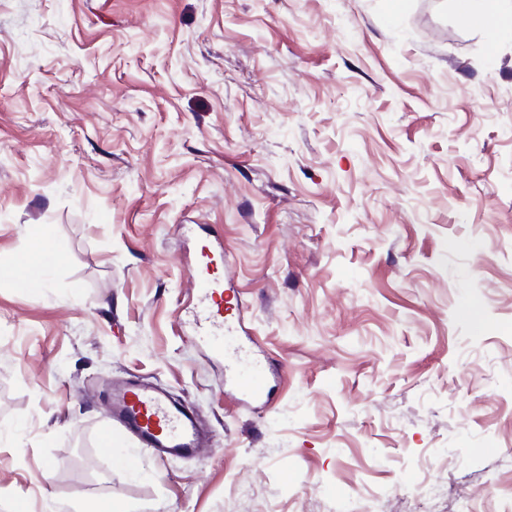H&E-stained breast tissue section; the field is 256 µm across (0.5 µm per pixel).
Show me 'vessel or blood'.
I'll return each instance as SVG.
<instances>
[{
    "label": "vessel or blood",
    "instance_id": "1",
    "mask_svg": "<svg viewBox=\"0 0 512 512\" xmlns=\"http://www.w3.org/2000/svg\"><path fill=\"white\" fill-rule=\"evenodd\" d=\"M223 264V255L211 247L202 249L196 258L191 276L202 304L195 319L196 332L213 342L216 353L233 358L240 390L258 399L265 394L263 371L247 351L233 343L235 315L225 305L224 279L217 274ZM108 416L111 424L101 432V441L107 446L129 438L159 458L192 457L202 446L194 414L167 392L146 384L126 381L114 385Z\"/></svg>",
    "mask_w": 512,
    "mask_h": 512
}]
</instances>
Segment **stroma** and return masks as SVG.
<instances>
[{
	"instance_id": "1",
	"label": "stroma",
	"mask_w": 512,
	"mask_h": 512,
	"mask_svg": "<svg viewBox=\"0 0 512 512\" xmlns=\"http://www.w3.org/2000/svg\"><path fill=\"white\" fill-rule=\"evenodd\" d=\"M35 225L67 256L25 290ZM206 240L264 401L193 332ZM125 378L196 415V457L100 445ZM20 504L512 512V42L458 0H0Z\"/></svg>"
}]
</instances>
